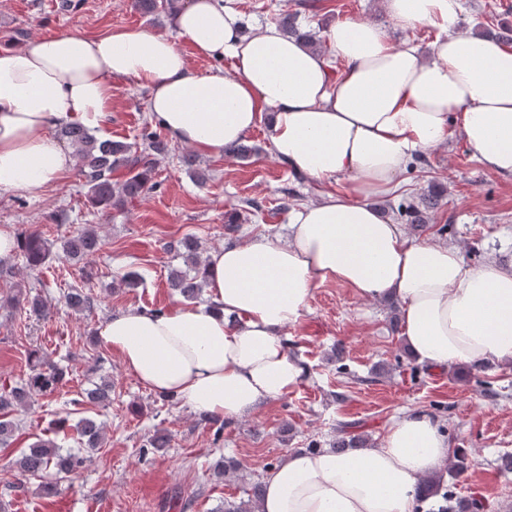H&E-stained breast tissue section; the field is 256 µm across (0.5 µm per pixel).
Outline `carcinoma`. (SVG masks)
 <instances>
[{
    "label": "carcinoma",
    "instance_id": "1",
    "mask_svg": "<svg viewBox=\"0 0 512 512\" xmlns=\"http://www.w3.org/2000/svg\"><path fill=\"white\" fill-rule=\"evenodd\" d=\"M136 10L147 16H157L164 11L175 13L181 6V0H133ZM299 12L280 14L278 26L287 34L305 40L310 47L320 46L319 40L311 31L303 29L298 23ZM61 137L74 148L79 163V173L83 186L87 188L86 197L92 207L103 211L121 210L129 203L143 197L154 187L152 182L157 157L169 153L168 141L161 132L149 123L140 133V143L102 140L79 124L61 128ZM123 167L127 178L119 183L112 182V172ZM441 195L430 191L421 195L417 203L401 205V212L410 219V223L419 224L425 215L440 208ZM102 247V239L93 227H83L71 232L62 240V251L71 259L84 260L97 253ZM185 262L190 272L173 270L169 276L170 286L177 289L186 300L200 298L204 285L201 276L202 260L197 241H184ZM17 248L31 270L40 269L52 255V244L37 232H31L17 241ZM7 305L24 304L35 315L46 312V304L38 293L21 288L6 300ZM66 304L77 312H90L96 302L91 291L73 288L66 295ZM26 362L31 369L25 382L19 386L3 383L0 385V447L11 445L18 429V421L10 417L14 411L26 408L36 393L52 394L66 383L68 370L56 363H49L37 350L27 354ZM112 384L103 380L92 389L83 390L71 400L75 406L105 404L111 401ZM78 439L86 447H102L105 441L103 426L90 417L81 418L75 425ZM85 458L71 453H62L60 445L51 436L40 437L32 442L15 459L18 472L23 475H38L51 471L60 480H70L78 474ZM247 497L237 501L226 500L215 512H258L263 497V487L256 483L246 491Z\"/></svg>",
    "mask_w": 512,
    "mask_h": 512
}]
</instances>
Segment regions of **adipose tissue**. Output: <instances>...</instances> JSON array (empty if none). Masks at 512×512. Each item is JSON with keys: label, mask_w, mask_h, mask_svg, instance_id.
<instances>
[{"label": "adipose tissue", "mask_w": 512, "mask_h": 512, "mask_svg": "<svg viewBox=\"0 0 512 512\" xmlns=\"http://www.w3.org/2000/svg\"><path fill=\"white\" fill-rule=\"evenodd\" d=\"M384 9L399 28L438 30L428 56L366 21L331 25L329 56L272 24L246 36L226 0H186L172 27L197 56L230 57V75L194 71L176 38L137 27L0 47L1 192L48 188L68 174L75 157L54 129L101 126L116 79L147 88L151 118L187 146L217 155L263 122L290 169L346 179L343 191L293 210L287 238L210 251L208 303L160 316L130 309L100 326L102 343L154 394L229 419L285 396L306 368L284 330L328 282L364 300H397L418 362L512 363V262L469 265L457 247L415 241L371 204L444 143L453 122L484 167L512 175V49L460 34L459 0H384ZM447 459L437 423L410 413L355 455L289 453L266 477L259 512H413L422 478Z\"/></svg>", "instance_id": "obj_1"}]
</instances>
